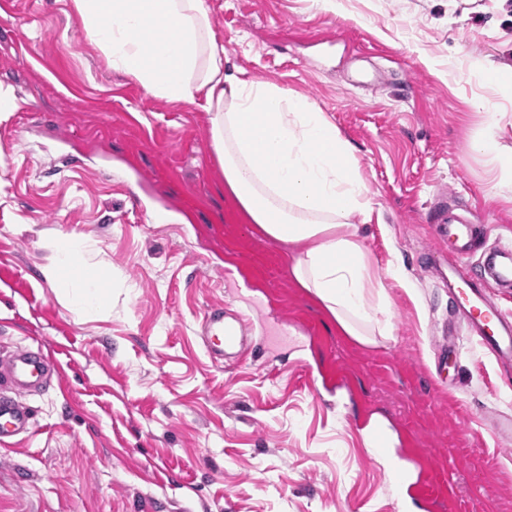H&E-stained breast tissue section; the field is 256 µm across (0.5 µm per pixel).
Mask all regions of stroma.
<instances>
[{
  "label": "stroma",
  "instance_id": "1",
  "mask_svg": "<svg viewBox=\"0 0 512 512\" xmlns=\"http://www.w3.org/2000/svg\"><path fill=\"white\" fill-rule=\"evenodd\" d=\"M245 78L314 102L355 148L373 205L360 241L383 275L391 339L330 327L294 283L288 249L224 199L210 116L148 95L83 36L73 0L0 8V361L56 362L23 398L33 433L0 450V512H394L389 465L453 482L412 512H512V380L470 339L444 356L455 305L431 263L443 205L512 239V188L472 149L512 148V0H207ZM495 67L499 81L483 72ZM145 209H138L132 194ZM93 249L110 304L80 313L43 279L51 244ZM396 268L398 278L387 277ZM249 318L218 362L197 332L212 303ZM336 366L339 385L320 376ZM473 149L475 152L489 158L495 164L497 171L494 178V182L496 181V183L493 188L506 185L509 181L512 184V165L511 168L506 166H498V158L502 149L495 135L490 133L475 140Z\"/></svg>",
  "mask_w": 512,
  "mask_h": 512
}]
</instances>
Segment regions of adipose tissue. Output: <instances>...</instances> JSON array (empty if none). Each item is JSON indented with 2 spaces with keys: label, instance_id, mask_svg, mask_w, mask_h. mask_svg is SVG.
<instances>
[{
  "label": "adipose tissue",
  "instance_id": "1",
  "mask_svg": "<svg viewBox=\"0 0 512 512\" xmlns=\"http://www.w3.org/2000/svg\"><path fill=\"white\" fill-rule=\"evenodd\" d=\"M85 38L151 96L211 117L224 191L248 223L297 252L290 273L360 343L391 331L366 302L380 282L353 219L371 211L351 144L307 98L242 78L214 35L207 0H73ZM41 270L67 281L78 311L108 302L104 278L78 260L83 238L61 235Z\"/></svg>",
  "mask_w": 512,
  "mask_h": 512
}]
</instances>
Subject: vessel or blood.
<instances>
[{"label":"vessel or blood","instance_id":"vessel-or-blood-1","mask_svg":"<svg viewBox=\"0 0 512 512\" xmlns=\"http://www.w3.org/2000/svg\"><path fill=\"white\" fill-rule=\"evenodd\" d=\"M433 240L448 252V288L456 307L464 316L467 330L477 336L480 345L505 368L512 366V323L497 308L489 304L482 289L484 281L475 275L469 261L477 249L476 225L439 210L429 226ZM245 318L228 323L224 308L211 306L200 325L204 347L212 357L220 359L226 347L235 345L247 334ZM50 382V357L41 350L20 348L0 363V445L34 427L31 411L21 397L44 389ZM392 481L406 499L417 502L434 499L432 480L408 481L403 472L392 474Z\"/></svg>","mask_w":512,"mask_h":512}]
</instances>
